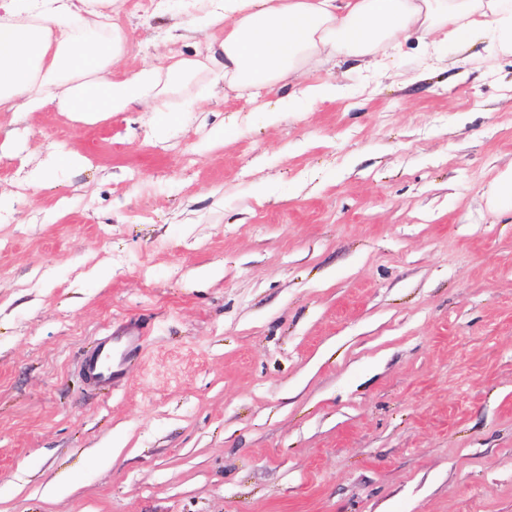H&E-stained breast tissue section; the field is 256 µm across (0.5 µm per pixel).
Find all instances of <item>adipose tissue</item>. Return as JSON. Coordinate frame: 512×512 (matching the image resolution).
Listing matches in <instances>:
<instances>
[{
	"instance_id": "1",
	"label": "adipose tissue",
	"mask_w": 512,
	"mask_h": 512,
	"mask_svg": "<svg viewBox=\"0 0 512 512\" xmlns=\"http://www.w3.org/2000/svg\"><path fill=\"white\" fill-rule=\"evenodd\" d=\"M116 0H0V112L56 106L92 122L161 99L208 73L230 90L296 75L314 57L375 55L413 34L467 42L491 30L512 55V0H205L207 60L163 57L122 77L129 49Z\"/></svg>"
}]
</instances>
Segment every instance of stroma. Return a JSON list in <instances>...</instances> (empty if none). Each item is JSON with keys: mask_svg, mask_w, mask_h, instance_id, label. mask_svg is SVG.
I'll list each match as a JSON object with an SVG mask.
<instances>
[{"mask_svg": "<svg viewBox=\"0 0 512 512\" xmlns=\"http://www.w3.org/2000/svg\"><path fill=\"white\" fill-rule=\"evenodd\" d=\"M197 8L125 0L116 73L206 58ZM171 103L0 113V512H512V55L430 36ZM491 199L495 205L512 212V171H506L495 181L491 190ZM141 328L131 324L118 336L101 342L93 354L87 353L85 368L88 374L100 381L117 379L122 375L125 357L139 347L142 340Z\"/></svg>", "mask_w": 512, "mask_h": 512, "instance_id": "35a3bbf8", "label": "stroma"}]
</instances>
